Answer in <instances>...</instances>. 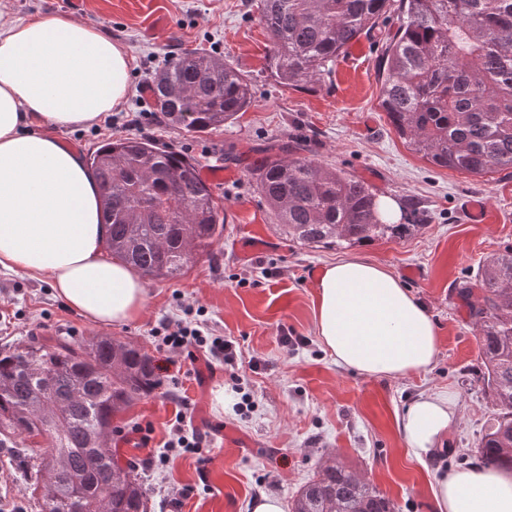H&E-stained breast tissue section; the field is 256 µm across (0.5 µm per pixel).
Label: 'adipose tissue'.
I'll use <instances>...</instances> for the list:
<instances>
[{
	"instance_id": "1",
	"label": "adipose tissue",
	"mask_w": 512,
	"mask_h": 512,
	"mask_svg": "<svg viewBox=\"0 0 512 512\" xmlns=\"http://www.w3.org/2000/svg\"><path fill=\"white\" fill-rule=\"evenodd\" d=\"M132 59L102 29L66 16L0 20V268L46 278L65 304L103 325L135 319L142 279L106 255L97 185L82 156L35 130L96 125L129 93ZM316 334L336 365L366 377L426 372L439 340L425 309L386 267L328 265L317 283ZM450 394L398 419L418 459L456 418ZM438 512H512V472L468 467L437 479Z\"/></svg>"
}]
</instances>
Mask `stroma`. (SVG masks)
<instances>
[{
	"mask_svg": "<svg viewBox=\"0 0 512 512\" xmlns=\"http://www.w3.org/2000/svg\"><path fill=\"white\" fill-rule=\"evenodd\" d=\"M260 0H0V12L64 15L107 32L133 59L131 90L120 105L142 125L129 136H148L185 154L199 170L224 171L211 189L224 219V236L196 254L179 278L145 279L147 300L133 321L99 329L69 308L46 279L0 269V348L32 339H78L105 331L152 355L153 327L203 308L209 333L236 340L243 366L232 381L222 364L205 379L180 373L115 417L112 451L134 465L148 490L149 512H252L261 496L291 504L332 458L389 498L395 512H437L438 476L479 465L476 446L495 407L483 381L478 332L458 296L491 256L512 249V169L485 177L439 168L414 153L389 124L379 100V66L396 13L361 35L359 54H342L331 76L296 88L271 77ZM200 49L237 68L254 102L223 128L189 135L170 126L139 86L169 58ZM301 146L311 160L363 179L375 196L394 198L411 235L394 241L316 248L286 238L251 173L256 158ZM485 202V223L468 222L465 203ZM359 257L387 267L427 311L439 337L431 368L405 378H371L337 366L315 332L316 282L336 261ZM285 336L296 345L283 346ZM259 359L260 372L247 362ZM448 392L459 416L439 450L412 456L397 418L416 398ZM250 394L255 408L241 418L236 406ZM205 437L208 463L196 454L172 457L161 471L145 467L171 437L178 411ZM151 426L149 443L125 437L133 424ZM0 512H39L22 460L0 448Z\"/></svg>",
	"mask_w": 512,
	"mask_h": 512,
	"instance_id": "35a3bbf8",
	"label": "stroma"
}]
</instances>
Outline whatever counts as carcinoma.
I'll return each instance as SVG.
<instances>
[{
    "label": "carcinoma",
    "mask_w": 512,
    "mask_h": 512,
    "mask_svg": "<svg viewBox=\"0 0 512 512\" xmlns=\"http://www.w3.org/2000/svg\"><path fill=\"white\" fill-rule=\"evenodd\" d=\"M401 19L385 43L380 106L395 132L432 164L470 175L512 169V0H262L268 63L299 87L330 75L337 58L389 10ZM158 111L188 133L230 124L254 101L231 64L196 50L152 79ZM102 198L112 257L151 279L188 269L224 233L197 165L149 137H123L87 158ZM259 193L288 236L317 247L392 241L414 224H385L363 181L301 156L252 168ZM459 296L479 331L495 412L478 444L486 466L512 470V250L493 256ZM156 385L153 359L97 334L0 349V448L29 462L40 512H148L128 469L112 477V419ZM48 441L49 450L30 449ZM55 498L54 507L45 509ZM290 512H393V504L333 460L298 492Z\"/></svg>",
    "instance_id": "carcinoma-1"
}]
</instances>
